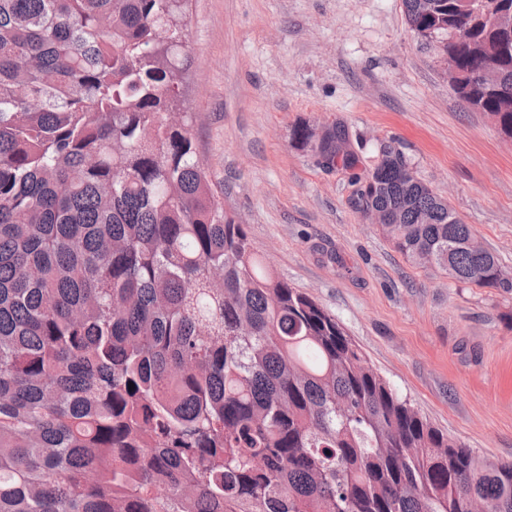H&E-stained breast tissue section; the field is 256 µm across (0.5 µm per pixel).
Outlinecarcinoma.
Here are the masks:
<instances>
[{"instance_id":"obj_1","label":"carcinoma","mask_w":512,"mask_h":512,"mask_svg":"<svg viewBox=\"0 0 512 512\" xmlns=\"http://www.w3.org/2000/svg\"><path fill=\"white\" fill-rule=\"evenodd\" d=\"M181 2L0 0V512H512V462L415 411L224 211L170 116ZM402 4L512 138V32L479 0ZM354 185L408 259L512 293L400 154Z\"/></svg>"}]
</instances>
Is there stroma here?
I'll return each instance as SVG.
<instances>
[{
  "label": "stroma",
  "instance_id": "stroma-1",
  "mask_svg": "<svg viewBox=\"0 0 512 512\" xmlns=\"http://www.w3.org/2000/svg\"><path fill=\"white\" fill-rule=\"evenodd\" d=\"M184 15L180 106L225 211L423 417L512 462V293L411 261L351 203L391 148L512 274V139L454 93L402 0H184ZM336 124L355 170L292 139Z\"/></svg>",
  "mask_w": 512,
  "mask_h": 512
}]
</instances>
